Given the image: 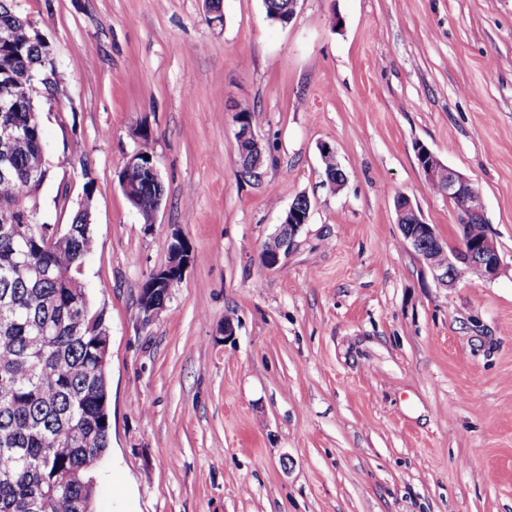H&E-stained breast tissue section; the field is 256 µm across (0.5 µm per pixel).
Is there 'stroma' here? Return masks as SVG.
Instances as JSON below:
<instances>
[{
    "instance_id": "1",
    "label": "stroma",
    "mask_w": 512,
    "mask_h": 512,
    "mask_svg": "<svg viewBox=\"0 0 512 512\" xmlns=\"http://www.w3.org/2000/svg\"><path fill=\"white\" fill-rule=\"evenodd\" d=\"M15 8L66 83L35 97L39 218L92 198L79 280L106 313L111 422L95 512H512V0H299L285 25L223 0L219 27L204 0ZM244 108L258 182L239 171ZM141 130L165 191L149 225L119 185ZM420 144L480 190L494 280L444 287L405 242L400 194L460 241ZM300 195L309 221L264 267ZM176 233L196 261L143 321ZM245 112L250 111L247 109ZM245 112L239 110L235 113L239 164L245 177L258 180L262 177L261 169L264 164L265 148L255 132L251 117ZM244 161L246 166L242 168Z\"/></svg>"
}]
</instances>
